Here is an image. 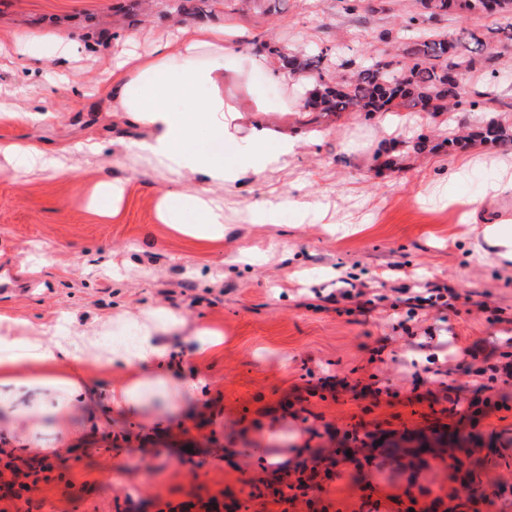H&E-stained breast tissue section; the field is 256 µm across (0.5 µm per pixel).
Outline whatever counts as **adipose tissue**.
Listing matches in <instances>:
<instances>
[{"mask_svg":"<svg viewBox=\"0 0 512 512\" xmlns=\"http://www.w3.org/2000/svg\"><path fill=\"white\" fill-rule=\"evenodd\" d=\"M137 34L126 35L123 49L111 68L92 79L93 95L125 113L129 122L147 128L134 145L136 153L168 187L159 205L167 224H197L202 237L224 232V199L212 194L215 186L242 187L266 172L283 170L305 141L299 131L276 125L258 99L232 104L224 95L230 85L242 84L253 69L280 87L303 86L312 92L316 78L291 73L264 52L252 50L243 31L196 24L181 28L175 38L156 41L146 52L136 51ZM61 55H72V44L62 32H25L15 38V50L0 55V69L24 68L40 57L43 45ZM251 120H244V113ZM48 110L30 104L24 89L0 98V120L38 124L54 120ZM235 146L225 159L217 144ZM94 136L65 144L50 152L35 142L10 143L0 148V172L10 169L37 174L62 172V155L94 151ZM135 336L129 346L103 343L98 336H74L68 322L59 320L52 339L37 334L0 333V429L25 428L30 442L46 432L73 438L70 417L75 407L96 411L100 394L82 373L85 355H94L105 367L123 369L113 384L111 405L130 414L141 413L149 394L167 397L193 392L199 378L186 376L172 355L169 334L175 320L154 315L130 322Z\"/></svg>","mask_w":512,"mask_h":512,"instance_id":"adipose-tissue-1","label":"adipose tissue"}]
</instances>
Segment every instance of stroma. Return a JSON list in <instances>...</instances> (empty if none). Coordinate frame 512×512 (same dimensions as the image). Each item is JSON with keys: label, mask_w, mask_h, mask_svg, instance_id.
<instances>
[{"label": "stroma", "mask_w": 512, "mask_h": 512, "mask_svg": "<svg viewBox=\"0 0 512 512\" xmlns=\"http://www.w3.org/2000/svg\"><path fill=\"white\" fill-rule=\"evenodd\" d=\"M175 0H0V49L16 34L63 31L79 43L75 58L44 46L47 71L89 76L109 67L118 42L139 34V51L176 34ZM421 0H226L202 14L210 23L233 22L251 40L288 53L328 47L342 57L378 55L405 42L399 27L420 15ZM28 87L34 105L55 112L40 125L0 121V144L36 142L52 149L95 133L97 155H66L65 175L0 173V267L25 290L0 293V314L23 328L52 329L70 317L77 334L148 312L183 320L177 357L205 383L197 395L151 400L140 415L75 410L72 450L53 434L40 446L54 480L40 483L31 512H157L175 503L240 499L243 482L264 478L259 449L286 447L306 435L310 450L328 448L336 430L356 425L398 435L435 424L495 440L496 463L487 477L502 479L505 512H512V385L480 390L474 371L512 361V266L496 264L482 248L483 229L512 233V192L485 198L502 177L500 162L512 142L449 151L459 123L475 127L482 112L399 113L388 130L385 113L281 114L283 91L251 73L250 96L263 101L274 122L300 128L310 139L288 160L287 172H268L256 184L225 189L237 208L266 199L283 203L276 224L227 221L223 236L198 239L162 223L157 202L165 182L137 158L143 127L128 124L108 102H93L67 85L0 70V88ZM427 137L428 147L414 145ZM459 169L456 181L446 167ZM126 185L117 216L105 219L86 203L93 186ZM323 205L332 223L301 218L294 199ZM483 199L479 211L470 203ZM365 285L375 309L353 311L327 296L341 278ZM454 289L448 307L408 318L391 309L396 288L413 282ZM205 328L222 342L196 351L193 333ZM452 395H444L440 370ZM316 394H309L310 386ZM492 409L476 426L448 415L451 400L475 396ZM233 449V458L216 463ZM200 460L199 468L186 459ZM330 484L332 503L355 505L361 494L405 495L412 484L440 494L448 471L430 458L417 480L395 459L380 468L340 465Z\"/></svg>", "instance_id": "1"}]
</instances>
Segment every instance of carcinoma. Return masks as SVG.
<instances>
[{"label": "carcinoma", "instance_id": "1", "mask_svg": "<svg viewBox=\"0 0 512 512\" xmlns=\"http://www.w3.org/2000/svg\"><path fill=\"white\" fill-rule=\"evenodd\" d=\"M488 0H422L425 20L460 9L485 13ZM495 15L506 22L488 29L512 44V0H497ZM485 42L468 28L449 40L441 34L420 38L398 49V53L371 57L364 63L342 58L335 73L323 74L328 49H313L301 55L281 54L289 69L318 77L319 88L306 102L312 112H507L512 102L489 86L497 78L495 57L483 56ZM485 72L488 85L468 90L464 75L475 69ZM486 143L512 141V128L487 123L471 134Z\"/></svg>", "mask_w": 512, "mask_h": 512}]
</instances>
